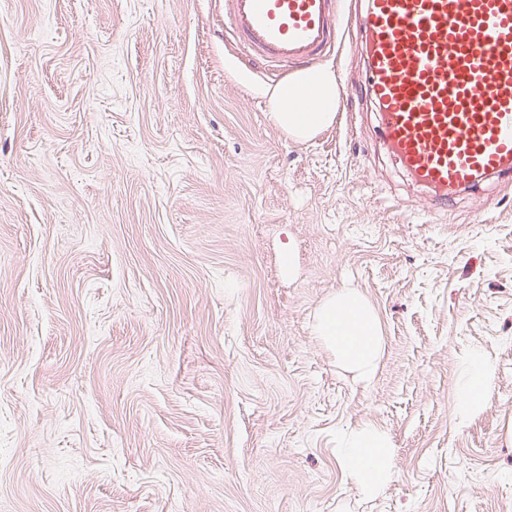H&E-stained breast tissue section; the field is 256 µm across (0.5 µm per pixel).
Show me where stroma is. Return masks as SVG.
Here are the masks:
<instances>
[{
	"instance_id": "obj_1",
	"label": "stroma",
	"mask_w": 512,
	"mask_h": 512,
	"mask_svg": "<svg viewBox=\"0 0 512 512\" xmlns=\"http://www.w3.org/2000/svg\"><path fill=\"white\" fill-rule=\"evenodd\" d=\"M341 38L302 142L224 0H0V512H512V184L435 204ZM346 286L368 382L312 332ZM366 421L370 499L336 461ZM314 336L347 370L371 381L384 351L379 319L368 300L355 288H341L326 299L313 317ZM495 367L487 355L474 349L459 369L456 412L463 418L482 412L485 389L494 376ZM336 458L343 473L360 493L373 498L392 473L391 439L379 425L364 422L339 437Z\"/></svg>"
}]
</instances>
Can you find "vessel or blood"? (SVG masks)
<instances>
[{"label":"vessel or blood","mask_w":512,"mask_h":512,"mask_svg":"<svg viewBox=\"0 0 512 512\" xmlns=\"http://www.w3.org/2000/svg\"><path fill=\"white\" fill-rule=\"evenodd\" d=\"M334 0H224L254 57L294 65L336 47ZM362 80L380 137L439 202L512 180V0H365Z\"/></svg>","instance_id":"obj_1"}]
</instances>
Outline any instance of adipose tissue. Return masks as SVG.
I'll use <instances>...</instances> for the list:
<instances>
[{"label": "adipose tissue", "instance_id": "obj_1", "mask_svg": "<svg viewBox=\"0 0 512 512\" xmlns=\"http://www.w3.org/2000/svg\"><path fill=\"white\" fill-rule=\"evenodd\" d=\"M305 95L315 101V110L293 109V102ZM338 102L334 72L325 67L313 68L278 87L273 94L271 117L290 137L307 140L333 123ZM312 331L337 362L356 377L363 381L374 378L384 351V337L374 309L357 289H340L321 303L313 317ZM494 372L493 362L483 351H471L459 369V416L467 418L482 412L485 390ZM336 458L360 493L367 498L375 497L392 473L391 439L379 425L362 423L339 437Z\"/></svg>", "mask_w": 512, "mask_h": 512}]
</instances>
